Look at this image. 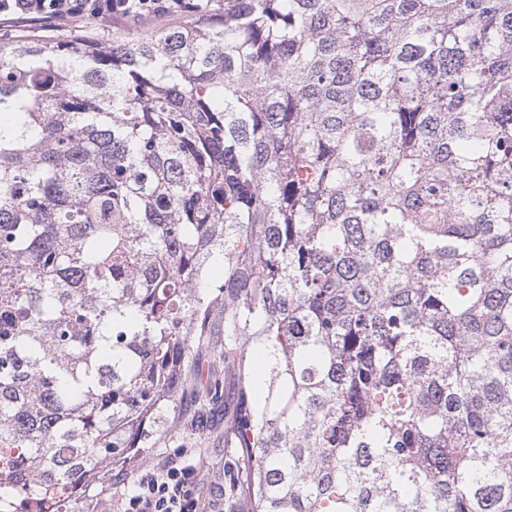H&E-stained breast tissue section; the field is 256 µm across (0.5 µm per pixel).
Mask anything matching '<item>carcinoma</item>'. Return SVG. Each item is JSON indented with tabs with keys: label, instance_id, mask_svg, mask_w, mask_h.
<instances>
[{
	"label": "carcinoma",
	"instance_id": "1",
	"mask_svg": "<svg viewBox=\"0 0 512 512\" xmlns=\"http://www.w3.org/2000/svg\"><path fill=\"white\" fill-rule=\"evenodd\" d=\"M215 347L246 512H512V0L0 45V512L93 490Z\"/></svg>",
	"mask_w": 512,
	"mask_h": 512
}]
</instances>
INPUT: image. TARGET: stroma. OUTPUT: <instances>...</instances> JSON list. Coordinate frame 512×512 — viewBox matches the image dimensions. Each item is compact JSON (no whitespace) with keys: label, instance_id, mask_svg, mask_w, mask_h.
I'll list each match as a JSON object with an SVG mask.
<instances>
[{"label":"stroma","instance_id":"obj_1","mask_svg":"<svg viewBox=\"0 0 512 512\" xmlns=\"http://www.w3.org/2000/svg\"><path fill=\"white\" fill-rule=\"evenodd\" d=\"M202 362L207 376L222 385V397L203 401L196 391L184 390L175 403L173 426L157 436L152 447L140 450L131 462L101 470L95 479L98 499H91L84 492L74 494L64 502V512H119L121 499L127 491L126 485L119 483V476L129 477L142 469L159 466L183 448L189 449L191 462L204 470L203 494L208 496L213 491L223 490L224 512H242L245 472L238 449L224 438V425L233 410L232 374L225 370L218 354H205Z\"/></svg>","mask_w":512,"mask_h":512}]
</instances>
